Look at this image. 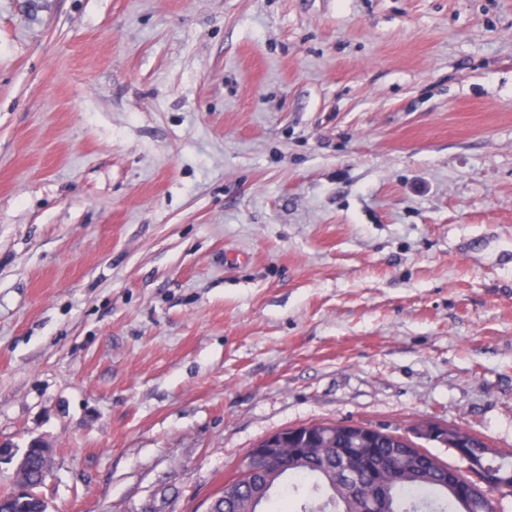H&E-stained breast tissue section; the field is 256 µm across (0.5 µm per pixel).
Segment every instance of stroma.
<instances>
[{
  "label": "stroma",
  "mask_w": 512,
  "mask_h": 512,
  "mask_svg": "<svg viewBox=\"0 0 512 512\" xmlns=\"http://www.w3.org/2000/svg\"><path fill=\"white\" fill-rule=\"evenodd\" d=\"M422 420L512 452V0H0V443L49 512ZM29 449L30 448H26L22 452V454L18 460V463L16 465L15 473L20 472L23 469V467L25 465L26 458H27V454L29 453ZM29 457H30V461H31L30 468H29L25 478H26L27 483L31 487L39 489V488H41V484L43 482V477H44V472H45L43 462H42L43 453L40 449L34 448L33 450L30 451ZM49 475H50V469H47L45 472L44 483L48 479Z\"/></svg>",
  "instance_id": "stroma-1"
}]
</instances>
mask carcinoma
Listing matches in <instances>:
<instances>
[{
	"instance_id": "obj_1",
	"label": "carcinoma",
	"mask_w": 512,
	"mask_h": 512,
	"mask_svg": "<svg viewBox=\"0 0 512 512\" xmlns=\"http://www.w3.org/2000/svg\"><path fill=\"white\" fill-rule=\"evenodd\" d=\"M340 423H321L313 430V438L306 433L285 443L287 448H320L322 452L295 458L288 456L279 463L254 472L249 478L224 490V498L216 505V512H245L251 501H257L258 512H265L272 493H281L295 499L297 512H358L355 499L338 495L336 475L342 467L340 449L347 447L339 433ZM399 447L389 436H379L366 445L364 466L381 467L390 477L383 491L385 512H499V502L493 490L470 502L459 496L437 457L431 453L419 457L411 468L403 472L393 458V449ZM27 483L41 488L44 477L43 453L30 451ZM484 463L500 482L512 485V453L484 457Z\"/></svg>"
}]
</instances>
